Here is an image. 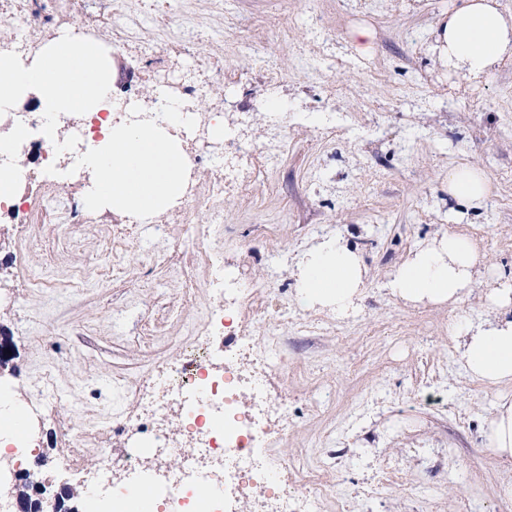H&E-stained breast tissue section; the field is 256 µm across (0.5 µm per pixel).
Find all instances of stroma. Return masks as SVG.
I'll return each instance as SVG.
<instances>
[{
    "mask_svg": "<svg viewBox=\"0 0 512 512\" xmlns=\"http://www.w3.org/2000/svg\"><path fill=\"white\" fill-rule=\"evenodd\" d=\"M455 4L122 0L140 23L136 41L112 50L116 95L151 90L133 60L161 39L153 11L188 15L182 61L211 83L200 111L252 118L253 150L231 170L247 186L226 189L222 223H211L208 201L193 209L213 264L184 245L182 225L160 237L107 210H88L83 224L57 211L0 223V337L12 347L0 381L17 388L19 403H45L28 419L40 460L66 455L85 425L102 427L107 448L122 445L113 415L137 405L114 385L152 393L159 373L180 363L189 326L199 342L231 349L230 338L203 330L218 263L242 287L255 348L272 362L269 396L288 402V441L270 460L319 512H512L501 494L512 462L483 443L512 385L471 378L448 333L460 317L493 322L487 278L453 307L406 303L385 287L411 253L451 233L472 239L486 268L512 273V60L466 91L449 88L434 46ZM359 27L370 31L362 51L352 38ZM217 60L220 83L208 69ZM460 164L490 178L485 205L449 201L448 170ZM336 234L366 268L344 317L295 299L303 253ZM116 235L125 245L117 258ZM100 267L102 280L91 275Z\"/></svg>",
    "mask_w": 512,
    "mask_h": 512,
    "instance_id": "stroma-1",
    "label": "stroma"
}]
</instances>
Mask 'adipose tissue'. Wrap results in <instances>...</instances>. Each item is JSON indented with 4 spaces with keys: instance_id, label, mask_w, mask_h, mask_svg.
Instances as JSON below:
<instances>
[{
    "instance_id": "1",
    "label": "adipose tissue",
    "mask_w": 512,
    "mask_h": 512,
    "mask_svg": "<svg viewBox=\"0 0 512 512\" xmlns=\"http://www.w3.org/2000/svg\"><path fill=\"white\" fill-rule=\"evenodd\" d=\"M439 57L474 80L489 78L512 57V11L499 0H459L436 29ZM114 59L102 41L58 32L37 53L22 57L0 51V112H21L29 99L48 121L79 120L135 102L119 104L113 96ZM191 128L180 108H169L163 121L104 124L102 136L89 140L73 164L89 172L88 207L111 210L147 222L175 205L185 192L188 164L179 131ZM448 196L464 206L489 197L482 170L459 165L448 171ZM483 258L466 237L451 234L420 248L387 282L390 294L406 302L458 303L479 274ZM365 284L360 257L340 237L323 240L300 264L295 288L299 303L336 313L355 305ZM486 304L498 318L489 327L457 319L450 327L460 337L469 376L489 385L512 383V276L497 275ZM484 443L497 457L512 459V399H501L488 422Z\"/></svg>"
}]
</instances>
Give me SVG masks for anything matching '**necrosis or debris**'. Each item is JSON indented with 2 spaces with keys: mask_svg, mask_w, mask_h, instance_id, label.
Segmentation results:
<instances>
[{
  "mask_svg": "<svg viewBox=\"0 0 512 512\" xmlns=\"http://www.w3.org/2000/svg\"><path fill=\"white\" fill-rule=\"evenodd\" d=\"M90 10L98 19L90 34L102 37L119 14L117 0H58L54 9L46 0H0V21L12 30L14 50L23 52L31 34ZM45 125L43 113H25L24 153L57 171L64 168L57 158L61 147L77 151L101 130L93 117L58 128L50 139ZM239 305V297H220L210 325L215 333L241 337L243 353L220 359L194 351L175 375L159 378L143 403L147 417L136 423V441L109 453L100 429L90 425L80 432L75 445L97 449L91 481L113 512H122L132 494L128 477L134 472L160 482L163 512H294L296 495L273 476L260 452L287 437L288 404L272 402L262 390L268 367L254 355L253 338L239 334Z\"/></svg>",
  "mask_w": 512,
  "mask_h": 512,
  "instance_id": "necrosis-or-debris-1",
  "label": "necrosis or debris"
}]
</instances>
